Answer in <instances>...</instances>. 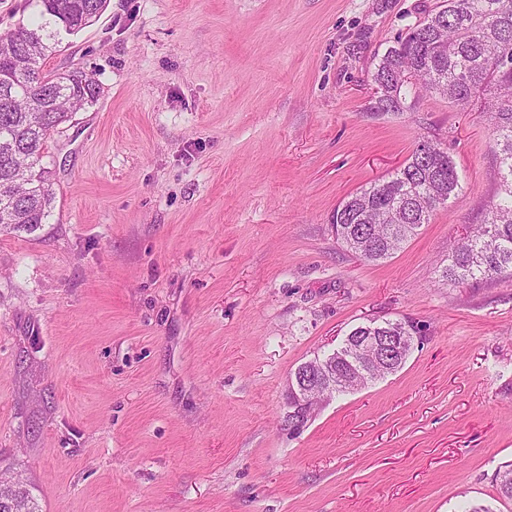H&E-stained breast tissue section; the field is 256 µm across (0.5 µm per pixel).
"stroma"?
I'll return each instance as SVG.
<instances>
[{
	"mask_svg": "<svg viewBox=\"0 0 512 512\" xmlns=\"http://www.w3.org/2000/svg\"><path fill=\"white\" fill-rule=\"evenodd\" d=\"M437 0H107L47 70L102 88L47 143L54 208L0 232V471L42 512H512V276L443 271L499 192L483 97L377 113L371 63ZM464 186L391 258L331 222L418 141ZM423 340L283 423L358 325Z\"/></svg>",
	"mask_w": 512,
	"mask_h": 512,
	"instance_id": "1",
	"label": "stroma"
}]
</instances>
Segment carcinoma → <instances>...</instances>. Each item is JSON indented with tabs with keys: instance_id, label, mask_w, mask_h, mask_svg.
<instances>
[{
	"instance_id": "cac0c4a2",
	"label": "carcinoma",
	"mask_w": 512,
	"mask_h": 512,
	"mask_svg": "<svg viewBox=\"0 0 512 512\" xmlns=\"http://www.w3.org/2000/svg\"><path fill=\"white\" fill-rule=\"evenodd\" d=\"M40 21L0 35V230L31 231L46 223L54 204L47 141L79 110L97 102L101 87L84 71L50 72L43 62L59 36L91 25L106 0H37ZM376 85L386 90L378 112H402L423 88L464 109L476 93L495 88L483 111L494 118L501 193L484 220L458 242L443 277L458 284L512 272V0H439L434 12L407 26L372 62ZM463 196L448 149L417 144L403 165L363 187L336 209L337 239L371 263L390 258L435 208ZM364 386L390 375L356 359L336 362V384L324 397L357 391L347 383L359 369ZM0 512H39L24 480L0 481Z\"/></svg>"
}]
</instances>
